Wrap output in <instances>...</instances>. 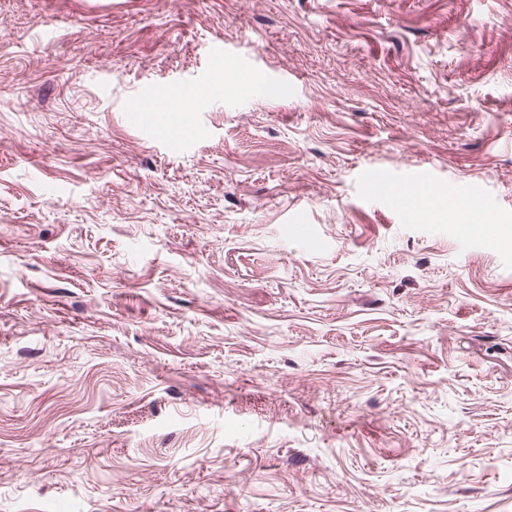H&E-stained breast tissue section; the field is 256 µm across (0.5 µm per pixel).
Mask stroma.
Returning <instances> with one entry per match:
<instances>
[{
	"mask_svg": "<svg viewBox=\"0 0 512 512\" xmlns=\"http://www.w3.org/2000/svg\"><path fill=\"white\" fill-rule=\"evenodd\" d=\"M87 2L0 0V512H512V0ZM178 91L182 96L185 104L190 106L194 112H203L208 106L206 99L202 93L199 84L193 80L186 79L178 87ZM177 93H172L165 101V106L162 108H155V112H161V124L159 126H168L171 118L170 113L175 110L183 109V102ZM128 110V117L138 124L149 135L151 140L160 141L172 150L184 148L204 133L203 129L199 126L185 133L176 121H173L168 128L155 129L150 118L149 112H152V106L148 98L136 97L131 99L128 102ZM414 178L422 190L421 195L417 196L415 201L407 198H401L399 194L403 192L402 189L398 185L392 184V179L388 175L380 174L379 176L374 177L369 181V185L371 187L378 188L379 191L382 188L386 191V187L388 186L387 190L390 192L391 202L405 211H411L414 207L420 205L424 201L427 196V191L434 182L433 173L427 168L418 170L415 173ZM462 198L467 199L469 204L475 208V211H483L487 204V199L481 192L473 189H464L460 193L448 194V206L458 202ZM437 211L448 212V209H440L437 206H433L431 208L413 210L412 215L417 222H425L435 216ZM475 211L466 205H458L448 212V219L452 221L453 224L479 223Z\"/></svg>",
	"mask_w": 512,
	"mask_h": 512,
	"instance_id": "stroma-1",
	"label": "stroma"
}]
</instances>
